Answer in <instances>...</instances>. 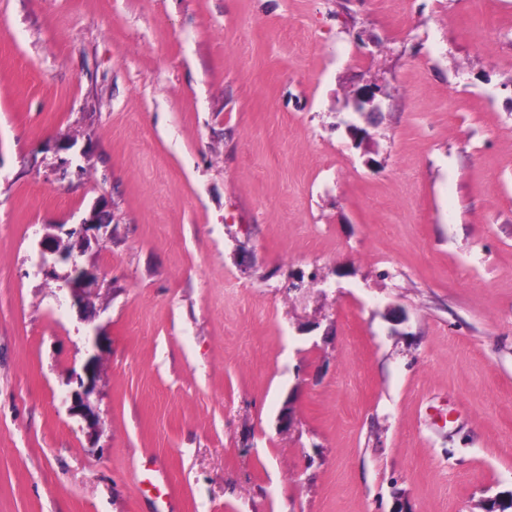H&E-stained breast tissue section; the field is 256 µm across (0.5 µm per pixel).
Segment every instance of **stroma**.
<instances>
[{
  "label": "stroma",
  "instance_id": "1",
  "mask_svg": "<svg viewBox=\"0 0 512 512\" xmlns=\"http://www.w3.org/2000/svg\"><path fill=\"white\" fill-rule=\"evenodd\" d=\"M511 492L512 0H0V512ZM105 212L106 210L95 212L90 219L83 221L76 228L78 230H73L74 228L66 230L65 234L69 240L62 250L59 241L55 238L46 239L41 244L42 264L46 261V253L58 254L62 261L71 262V270L65 276V280L69 290L71 306L75 307L80 315L83 314L85 300L100 288L101 281L93 270L78 265L74 253H82L91 239H94L95 242L98 241L96 232L109 224ZM98 375V357L89 356L83 366V376L76 378L78 388L71 392V409L90 412V398L95 393ZM77 409V410H76Z\"/></svg>",
  "mask_w": 512,
  "mask_h": 512
}]
</instances>
